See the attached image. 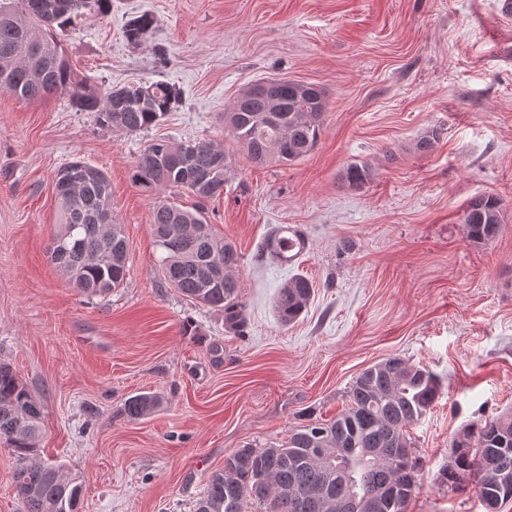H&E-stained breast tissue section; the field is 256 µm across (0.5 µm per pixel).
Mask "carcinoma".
I'll list each match as a JSON object with an SVG mask.
<instances>
[{
  "label": "carcinoma",
  "mask_w": 512,
  "mask_h": 512,
  "mask_svg": "<svg viewBox=\"0 0 512 512\" xmlns=\"http://www.w3.org/2000/svg\"><path fill=\"white\" fill-rule=\"evenodd\" d=\"M0 5V90L24 102L66 93L77 112H92L105 129L138 133L163 122L179 102L173 86L157 82L102 89L74 76L61 46L73 19L104 17L112 0H16ZM148 13L127 20L123 34L141 46L153 30ZM224 113V125L247 158L283 163L306 156L316 146L328 102L317 85L288 78L258 82ZM229 162L224 149L205 140L149 144L130 169L133 185L156 193L177 190L199 200L224 195ZM371 177L365 164L352 163L343 180L351 187ZM59 231L49 254L82 294L106 296L127 274L129 244L122 225L112 220V190L107 174L81 160L54 175ZM501 205L492 196L470 201L464 215L467 236L489 241L500 230ZM165 280L184 297L224 313V324L243 322L236 273L241 254L207 222L202 210L176 202L155 203L150 222ZM304 246L301 233L282 225L265 241L264 254L288 261ZM313 282L304 275L285 281L274 297L283 326L307 309ZM440 380L428 368L390 357L364 369L348 391L349 407L332 420L301 426L275 448L245 445L233 449L224 467L209 477L195 512H347L353 497L377 504L376 512H407L420 490L407 427L425 416L439 396ZM162 403L157 393L129 397L123 413L141 418ZM41 432V408L13 369L0 363V440L19 459L34 451ZM455 444L441 480L448 487L472 489L485 503L512 500V413L493 418ZM14 483L26 512H79L82 486L57 465L20 464Z\"/></svg>",
  "instance_id": "1"
}]
</instances>
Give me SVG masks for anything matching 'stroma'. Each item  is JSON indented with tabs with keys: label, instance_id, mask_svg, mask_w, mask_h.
Instances as JSON below:
<instances>
[{
	"label": "stroma",
	"instance_id": "obj_1",
	"mask_svg": "<svg viewBox=\"0 0 512 512\" xmlns=\"http://www.w3.org/2000/svg\"><path fill=\"white\" fill-rule=\"evenodd\" d=\"M504 0H112L62 46L77 78L108 88L162 81L180 92L163 122L126 134L74 111L67 94L24 102L0 91V362L42 411L36 462L82 485L80 512H194L232 450L266 448L347 406L365 368L396 356L440 382L409 428L421 489L408 512H485L440 482L454 441L512 411V13ZM155 19L130 46L126 20ZM166 49L158 60L153 43ZM324 88L328 110L304 158L258 166L220 119L253 81ZM429 152L417 141L432 127ZM206 140L230 175L207 220L241 253L244 326L164 280L150 232L154 192L129 171L148 144ZM81 159L107 172L129 242L121 288L86 297L51 261L55 171ZM364 163L372 178L342 174ZM502 201L498 235L475 243L463 213ZM282 224L302 253L263 257ZM316 285L281 326L273 297L289 277ZM164 398L139 419L125 400Z\"/></svg>",
	"mask_w": 512,
	"mask_h": 512
}]
</instances>
